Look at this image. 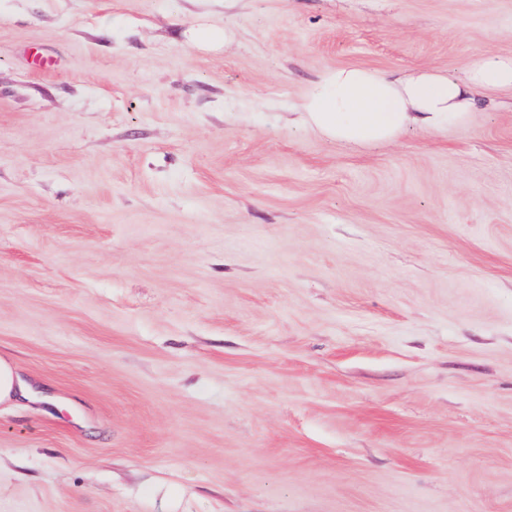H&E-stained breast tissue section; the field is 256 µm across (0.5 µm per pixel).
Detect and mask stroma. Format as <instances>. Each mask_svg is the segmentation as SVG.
<instances>
[{
	"label": "stroma",
	"mask_w": 512,
	"mask_h": 512,
	"mask_svg": "<svg viewBox=\"0 0 512 512\" xmlns=\"http://www.w3.org/2000/svg\"><path fill=\"white\" fill-rule=\"evenodd\" d=\"M478 55L512 0H0V512H512V93L300 118ZM512 90V56H479L468 66L466 85L435 72L391 80L366 67L325 71L308 88L305 122L317 133L354 145L394 140L409 126L432 130L466 120L473 93ZM28 386L20 377L14 362L0 356V404L15 400L18 396H27Z\"/></svg>",
	"instance_id": "obj_1"
}]
</instances>
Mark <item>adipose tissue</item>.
<instances>
[{"mask_svg": "<svg viewBox=\"0 0 512 512\" xmlns=\"http://www.w3.org/2000/svg\"><path fill=\"white\" fill-rule=\"evenodd\" d=\"M512 90V56H480L467 84L435 72L401 80L360 66L325 71L306 93L303 115L317 133L354 145L394 140L410 126L432 130L466 120L478 91Z\"/></svg>", "mask_w": 512, "mask_h": 512, "instance_id": "obj_1", "label": "adipose tissue"}]
</instances>
